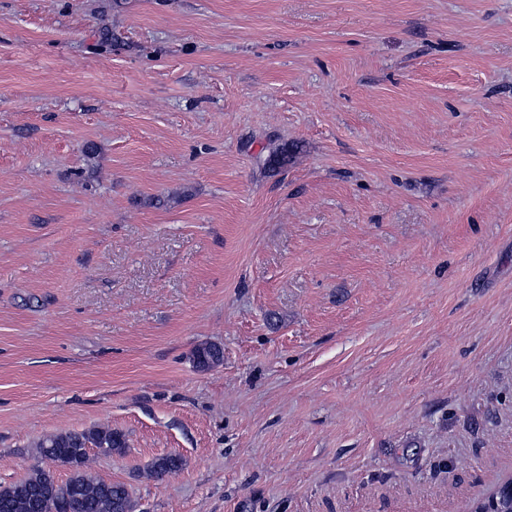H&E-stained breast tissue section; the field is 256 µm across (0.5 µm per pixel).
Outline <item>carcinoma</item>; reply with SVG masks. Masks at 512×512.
I'll return each instance as SVG.
<instances>
[{
    "instance_id": "cac0c4a2",
    "label": "carcinoma",
    "mask_w": 512,
    "mask_h": 512,
    "mask_svg": "<svg viewBox=\"0 0 512 512\" xmlns=\"http://www.w3.org/2000/svg\"><path fill=\"white\" fill-rule=\"evenodd\" d=\"M191 359L197 368L209 370L222 361L223 350L216 344L201 343L191 351ZM127 447L125 434L108 425L43 436L34 444L37 455L54 456L68 469V478L60 482L55 473L37 468L22 479L0 485V512H39L38 502L44 496L56 499L68 512H131L134 503L126 484L106 481L88 471L90 449L110 456ZM181 466V458L163 456L151 464L146 475L160 479Z\"/></svg>"
}]
</instances>
